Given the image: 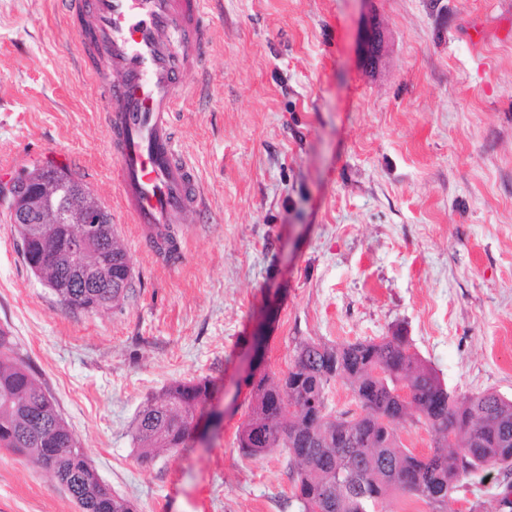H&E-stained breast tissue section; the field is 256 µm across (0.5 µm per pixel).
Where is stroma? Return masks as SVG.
Returning a JSON list of instances; mask_svg holds the SVG:
<instances>
[{
	"label": "stroma",
	"instance_id": "obj_1",
	"mask_svg": "<svg viewBox=\"0 0 512 512\" xmlns=\"http://www.w3.org/2000/svg\"><path fill=\"white\" fill-rule=\"evenodd\" d=\"M205 23L173 127L205 194L181 261L113 216L131 291L68 308L0 197V328L135 512H297L287 455L237 448L253 337L277 374L299 341L399 331L454 395L512 398V0H211ZM47 162L112 208L118 168L73 18L59 0H0V185ZM201 378L220 388L211 437L139 464L140 406ZM470 485L447 512H496L506 480ZM0 512L79 508L0 448Z\"/></svg>",
	"mask_w": 512,
	"mask_h": 512
}]
</instances>
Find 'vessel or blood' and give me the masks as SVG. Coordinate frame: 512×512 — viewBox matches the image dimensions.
<instances>
[{"mask_svg":"<svg viewBox=\"0 0 512 512\" xmlns=\"http://www.w3.org/2000/svg\"><path fill=\"white\" fill-rule=\"evenodd\" d=\"M208 4L70 0L83 54L107 57L117 75L106 84L103 110L119 170V209L148 235L205 207L171 117L186 99V74L204 63Z\"/></svg>","mask_w":512,"mask_h":512,"instance_id":"1","label":"vessel or blood"}]
</instances>
